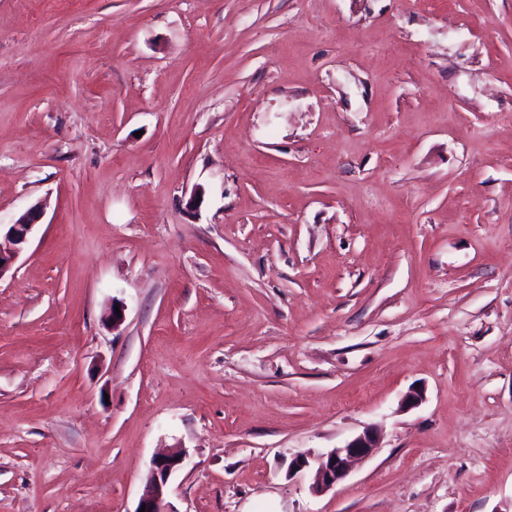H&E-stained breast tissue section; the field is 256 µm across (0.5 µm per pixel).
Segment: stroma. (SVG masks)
Instances as JSON below:
<instances>
[{
	"instance_id": "obj_1",
	"label": "stroma",
	"mask_w": 512,
	"mask_h": 512,
	"mask_svg": "<svg viewBox=\"0 0 512 512\" xmlns=\"http://www.w3.org/2000/svg\"><path fill=\"white\" fill-rule=\"evenodd\" d=\"M37 203L0 512H135L176 447L168 512H512V0H0ZM377 445V432L369 428L345 446L332 449L320 457L314 469L313 490L322 493L335 487L349 475L352 463L371 456Z\"/></svg>"
}]
</instances>
